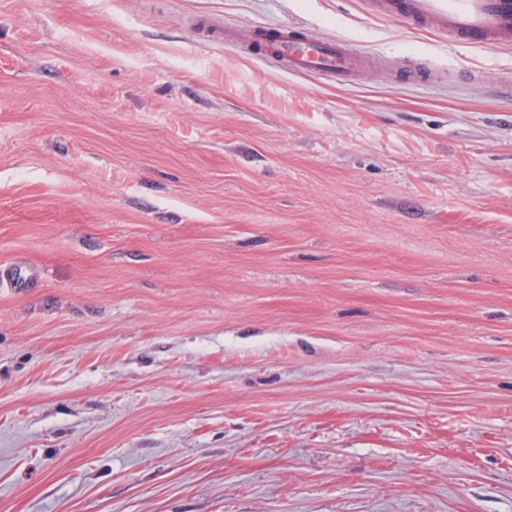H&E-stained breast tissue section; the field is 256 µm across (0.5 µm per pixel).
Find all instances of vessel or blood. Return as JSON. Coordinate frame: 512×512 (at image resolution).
Returning <instances> with one entry per match:
<instances>
[{"instance_id": "1", "label": "vessel or blood", "mask_w": 512, "mask_h": 512, "mask_svg": "<svg viewBox=\"0 0 512 512\" xmlns=\"http://www.w3.org/2000/svg\"><path fill=\"white\" fill-rule=\"evenodd\" d=\"M369 12L410 29H428L478 47L512 45V0H364ZM256 56L292 73L331 80H353L373 66L372 58L338 39H323L298 29L261 25L252 31Z\"/></svg>"}]
</instances>
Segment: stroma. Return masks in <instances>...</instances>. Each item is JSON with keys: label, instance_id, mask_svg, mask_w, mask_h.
Segmentation results:
<instances>
[{"label": "stroma", "instance_id": "1", "mask_svg": "<svg viewBox=\"0 0 512 512\" xmlns=\"http://www.w3.org/2000/svg\"><path fill=\"white\" fill-rule=\"evenodd\" d=\"M283 23L437 77L222 36ZM506 71L362 0H0V512H512ZM250 41L254 55L292 73L351 81L373 66L372 58L342 40L318 38L288 26H254Z\"/></svg>", "mask_w": 512, "mask_h": 512}]
</instances>
